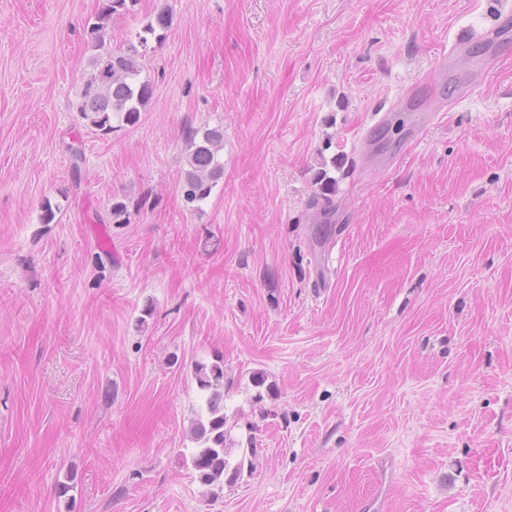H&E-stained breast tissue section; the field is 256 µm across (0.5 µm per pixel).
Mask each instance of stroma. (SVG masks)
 Returning a JSON list of instances; mask_svg holds the SVG:
<instances>
[{"mask_svg":"<svg viewBox=\"0 0 512 512\" xmlns=\"http://www.w3.org/2000/svg\"><path fill=\"white\" fill-rule=\"evenodd\" d=\"M99 3L0 0V512H512V41L487 76L450 53L506 0H140L112 47L173 24L107 135L71 108ZM203 125L224 176L190 209ZM218 356L256 455L213 498L186 459ZM186 163L181 192L186 205L198 208L224 176V130L220 127H189L185 132ZM320 165L322 167L314 175V184L318 187L309 203L310 207H316V216L322 214V212L324 215L329 214L325 212L331 208L332 196L336 195L337 188L336 176L332 174L330 168H327L328 162L322 160Z\"/></svg>","mask_w":512,"mask_h":512,"instance_id":"stroma-1","label":"stroma"}]
</instances>
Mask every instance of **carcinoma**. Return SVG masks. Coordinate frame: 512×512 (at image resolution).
I'll return each instance as SVG.
<instances>
[{
  "label": "carcinoma",
  "instance_id": "1",
  "mask_svg": "<svg viewBox=\"0 0 512 512\" xmlns=\"http://www.w3.org/2000/svg\"><path fill=\"white\" fill-rule=\"evenodd\" d=\"M138 0H102L94 21L88 23L86 41L92 50L90 72L82 83L72 108L84 125L104 134L114 126H135L153 96L150 81L140 79L142 60L146 58L148 37L160 42L171 28L173 17L168 8L158 9L142 31L119 48H112L108 27L112 17L134 12ZM187 170L181 184L184 202L197 207L206 200L224 176V130L220 127H189L185 132ZM336 159L322 161L314 175L317 189L309 206L324 213L331 208L337 180L332 174ZM193 377L200 392V402L191 421L195 443L187 462L200 482L218 496L224 485L235 484L252 471L255 448H245L237 460L228 447L234 425L224 412V360L197 361Z\"/></svg>",
  "mask_w": 512,
  "mask_h": 512
}]
</instances>
